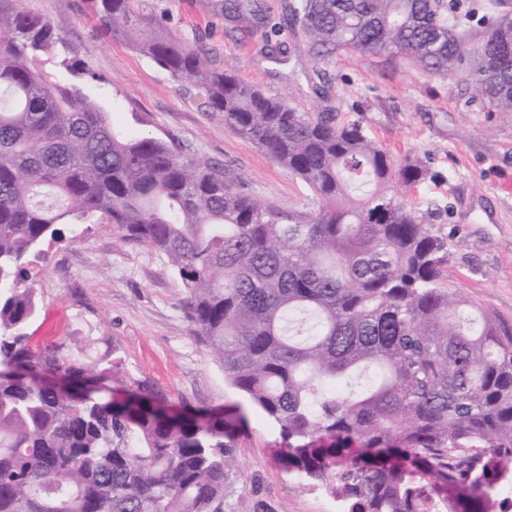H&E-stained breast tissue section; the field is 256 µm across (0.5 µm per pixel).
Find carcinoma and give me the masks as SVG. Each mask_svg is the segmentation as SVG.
<instances>
[{
    "label": "carcinoma",
    "instance_id": "obj_1",
    "mask_svg": "<svg viewBox=\"0 0 512 512\" xmlns=\"http://www.w3.org/2000/svg\"><path fill=\"white\" fill-rule=\"evenodd\" d=\"M88 2L102 35L195 89L318 207L285 213L178 142L116 132L46 69L62 44L50 23L0 0V366L18 371L0 377V512H224L240 407L177 412L117 358L30 345L29 266L91 220L167 259L227 382L287 439L282 464L346 512H496L512 478V324L444 286L448 239L400 193L426 178L423 161L242 81L142 0ZM206 7L273 48L300 26L316 63L341 50L399 56L512 112L506 0L482 15L458 0H292L279 18L266 0ZM117 383L123 396L108 398Z\"/></svg>",
    "mask_w": 512,
    "mask_h": 512
}]
</instances>
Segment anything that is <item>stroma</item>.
Returning <instances> with one entry per match:
<instances>
[{
	"instance_id": "obj_1",
	"label": "stroma",
	"mask_w": 512,
	"mask_h": 512,
	"mask_svg": "<svg viewBox=\"0 0 512 512\" xmlns=\"http://www.w3.org/2000/svg\"><path fill=\"white\" fill-rule=\"evenodd\" d=\"M63 39L58 69L108 112L117 128L187 145L247 182L257 198L282 211L310 212L305 185L273 158L203 112L198 98L123 39L100 35L86 0H23ZM173 35L204 38L221 66L302 112L332 113L360 123L397 159L416 155L428 175L409 196L435 234L448 238L443 282L474 305L512 322V113L482 106L473 89L399 57L341 51L326 62L307 55L302 34L283 37V54L265 35L228 33L205 0H144ZM27 287L36 292L33 344L63 346L84 360H122L166 404L193 412L239 402L217 357L183 312L186 293L154 250L130 243L108 224H81L44 245ZM278 426L256 409L238 440L224 512H340L322 487L306 484L280 462Z\"/></svg>"
}]
</instances>
